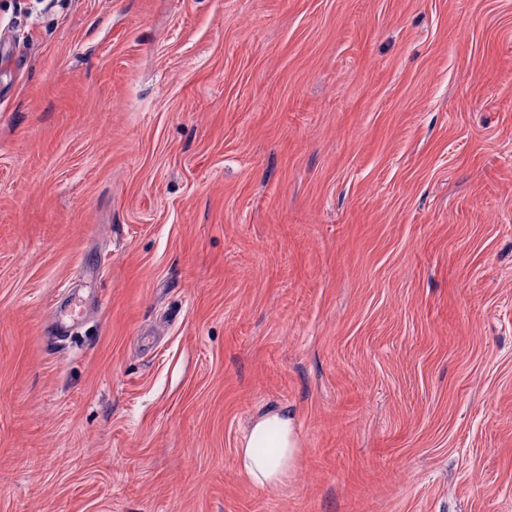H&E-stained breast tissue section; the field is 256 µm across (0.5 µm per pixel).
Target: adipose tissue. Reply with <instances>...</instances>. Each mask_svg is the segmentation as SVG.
Returning <instances> with one entry per match:
<instances>
[{"mask_svg":"<svg viewBox=\"0 0 512 512\" xmlns=\"http://www.w3.org/2000/svg\"><path fill=\"white\" fill-rule=\"evenodd\" d=\"M300 450L294 424L286 412L270 411L258 417L236 450L239 468L261 487H278L293 474Z\"/></svg>","mask_w":512,"mask_h":512,"instance_id":"obj_1","label":"adipose tissue"}]
</instances>
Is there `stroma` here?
Here are the masks:
<instances>
[{
    "mask_svg": "<svg viewBox=\"0 0 512 512\" xmlns=\"http://www.w3.org/2000/svg\"><path fill=\"white\" fill-rule=\"evenodd\" d=\"M3 41L0 512H512V0H0ZM268 443V448H261ZM236 448L239 468L261 487H278L293 474L299 459L293 420L287 412L270 411L258 417ZM268 453L260 454L257 451Z\"/></svg>",
    "mask_w": 512,
    "mask_h": 512,
    "instance_id": "obj_1",
    "label": "stroma"
}]
</instances>
